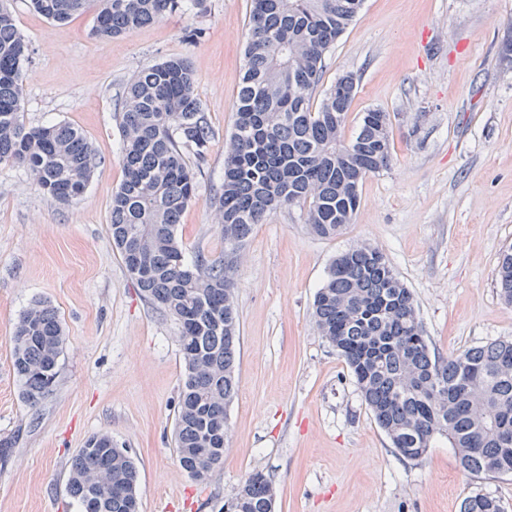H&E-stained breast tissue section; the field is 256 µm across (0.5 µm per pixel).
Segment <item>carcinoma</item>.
<instances>
[{
	"mask_svg": "<svg viewBox=\"0 0 512 512\" xmlns=\"http://www.w3.org/2000/svg\"><path fill=\"white\" fill-rule=\"evenodd\" d=\"M182 0H30L65 22L95 10L94 33L112 38L158 21ZM363 0H250L244 75L224 153V181L210 198L224 257L184 260L176 225L196 199V173L185 150L206 157L214 131L182 57L142 68L126 83L121 119L124 178L112 193V244L143 297L178 325L185 376L175 415L180 467L204 481L224 464L227 407L237 391L240 344L235 271L253 227L284 206L304 209L324 238L351 223L360 188L392 160L388 114L372 109L358 133L344 127L356 82L347 74L312 96L326 56ZM28 45L0 4V163L26 167L60 203L84 192L96 165L81 132L58 123L27 128L22 68ZM497 287L512 304V246L500 254ZM316 325L349 368L373 419L398 455L418 460L438 436L457 450L467 475L512 474V340H495L444 358L431 351L411 291L384 253L358 244L338 254L314 300ZM64 334L54 308L34 302L13 336V368L31 405L56 387ZM69 494L83 512H140L137 465L108 434L90 436L72 458ZM272 480L261 471L229 512H274ZM461 512H504L483 494Z\"/></svg>",
	"mask_w": 512,
	"mask_h": 512,
	"instance_id": "carcinoma-1",
	"label": "carcinoma"
}]
</instances>
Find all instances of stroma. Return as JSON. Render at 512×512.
<instances>
[{"label": "stroma", "instance_id": "35a3bbf8", "mask_svg": "<svg viewBox=\"0 0 512 512\" xmlns=\"http://www.w3.org/2000/svg\"><path fill=\"white\" fill-rule=\"evenodd\" d=\"M181 11L115 38L87 12L50 21L9 0L29 45L23 119L67 123L97 154L83 195H44L25 167L0 164V512H81L66 481L94 434L138 462L141 512H226L253 471L277 489L275 512H461L481 493L512 512V474H464L438 438L426 456H398L336 350L313 301L337 254L379 248L418 305L440 356L512 338V305L496 285L512 245V0H364L325 59L323 87L352 74L345 132L364 112H387L390 166L368 175L351 224L312 233L293 205L256 225L237 267L238 391L227 408L224 464L204 482L179 466L174 418L184 373L175 321L140 296L107 233L123 179L118 108L141 68L186 58L214 129L196 164L198 197L177 236L186 259L222 257L208 199L221 186L235 121L250 0H183ZM56 309L65 344L54 392L28 405L12 364V336L34 301Z\"/></svg>", "mask_w": 512, "mask_h": 512}]
</instances>
